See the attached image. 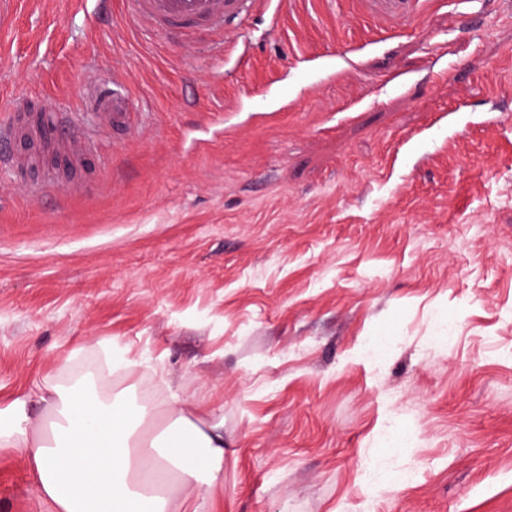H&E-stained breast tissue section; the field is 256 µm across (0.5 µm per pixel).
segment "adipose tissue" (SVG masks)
I'll use <instances>...</instances> for the list:
<instances>
[{
	"label": "adipose tissue",
	"instance_id": "obj_1",
	"mask_svg": "<svg viewBox=\"0 0 512 512\" xmlns=\"http://www.w3.org/2000/svg\"><path fill=\"white\" fill-rule=\"evenodd\" d=\"M166 421L71 388L35 387L0 407V447L25 452L52 512H180L174 488L202 490L224 464V423L170 393Z\"/></svg>",
	"mask_w": 512,
	"mask_h": 512
}]
</instances>
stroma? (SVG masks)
Segmentation results:
<instances>
[{"mask_svg":"<svg viewBox=\"0 0 512 512\" xmlns=\"http://www.w3.org/2000/svg\"><path fill=\"white\" fill-rule=\"evenodd\" d=\"M238 27L240 70L126 0H0V113L89 126L116 73L145 114L33 165L39 199L0 170V404L92 374L158 406L168 379L224 421L186 512H512V0H280ZM107 353L137 365L104 379ZM0 512H50L19 449ZM417 0H367V4L376 13L388 17H404L410 14Z\"/></svg>","mask_w":512,"mask_h":512,"instance_id":"stroma-1","label":"stroma"}]
</instances>
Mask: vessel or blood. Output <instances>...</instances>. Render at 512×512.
Here are the masks:
<instances>
[{
	"label": "vessel or blood",
	"instance_id": "obj_1",
	"mask_svg": "<svg viewBox=\"0 0 512 512\" xmlns=\"http://www.w3.org/2000/svg\"><path fill=\"white\" fill-rule=\"evenodd\" d=\"M371 10L389 17L410 14L417 0H367ZM271 0H129L130 8L157 34L179 35L199 40V49L208 54L223 53L226 47L238 45L237 23L259 6H270ZM89 110L98 127L138 135L134 100L122 81L97 78L84 91ZM71 113L56 111L49 123H41L39 110L28 102H19L16 110L0 118V140L17 144L22 135L32 134L63 163L76 161L81 152L89 151L92 137L85 132L61 136L60 130L72 126Z\"/></svg>",
	"mask_w": 512,
	"mask_h": 512
}]
</instances>
